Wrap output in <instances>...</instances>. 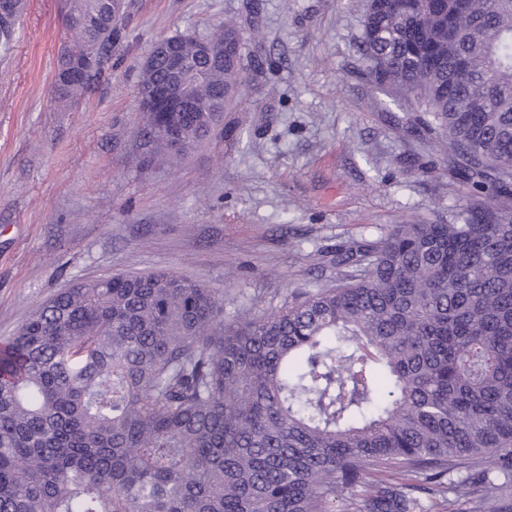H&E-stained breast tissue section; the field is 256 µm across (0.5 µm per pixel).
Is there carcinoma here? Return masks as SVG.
<instances>
[{
    "instance_id": "cac0c4a2",
    "label": "carcinoma",
    "mask_w": 512,
    "mask_h": 512,
    "mask_svg": "<svg viewBox=\"0 0 512 512\" xmlns=\"http://www.w3.org/2000/svg\"><path fill=\"white\" fill-rule=\"evenodd\" d=\"M23 0L0 19L12 41ZM61 97L119 36L112 0H68ZM185 83L207 105L243 80L232 24ZM361 56L376 87L443 131L479 202L460 224H399L336 248V283L224 321V294L165 271L79 281L0 348V512H411L403 471L488 512L512 482V0H377ZM168 78L142 69L141 89ZM212 112H170L190 144ZM155 151L176 153L145 130Z\"/></svg>"
}]
</instances>
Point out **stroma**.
Segmentation results:
<instances>
[{"label":"stroma","mask_w":512,"mask_h":512,"mask_svg":"<svg viewBox=\"0 0 512 512\" xmlns=\"http://www.w3.org/2000/svg\"><path fill=\"white\" fill-rule=\"evenodd\" d=\"M123 32L78 102L57 89L66 0H25L0 49V345L74 282L165 270L261 315L336 277L339 243L453 223L473 204L448 141L372 86L366 0H125ZM237 22L244 84L187 153L138 132L141 64L180 33Z\"/></svg>","instance_id":"35a3bbf8"}]
</instances>
